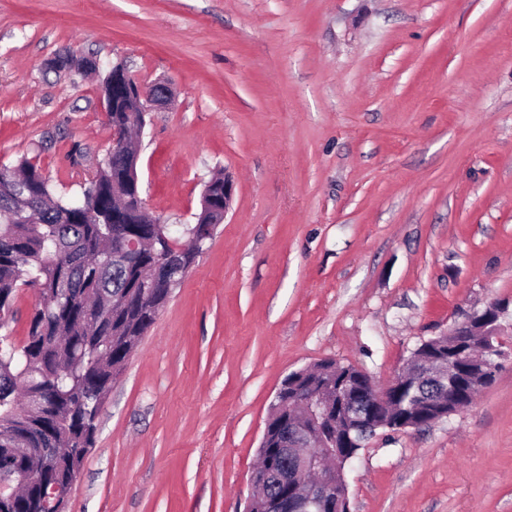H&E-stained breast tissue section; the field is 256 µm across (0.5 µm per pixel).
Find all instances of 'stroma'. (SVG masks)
Instances as JSON below:
<instances>
[{"label":"stroma","instance_id":"stroma-1","mask_svg":"<svg viewBox=\"0 0 512 512\" xmlns=\"http://www.w3.org/2000/svg\"><path fill=\"white\" fill-rule=\"evenodd\" d=\"M99 71H56L64 52ZM167 82L139 176L223 224L114 384L68 512H246L275 395L335 359L386 385L423 341L504 305L494 383L383 430L351 512H512V0H0V162L77 196L112 145L101 74ZM19 288L0 335L22 343Z\"/></svg>","mask_w":512,"mask_h":512}]
</instances>
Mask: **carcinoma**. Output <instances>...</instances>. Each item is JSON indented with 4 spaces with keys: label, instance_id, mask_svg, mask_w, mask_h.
I'll list each match as a JSON object with an SVG mask.
<instances>
[{
    "label": "carcinoma",
    "instance_id": "carcinoma-1",
    "mask_svg": "<svg viewBox=\"0 0 512 512\" xmlns=\"http://www.w3.org/2000/svg\"><path fill=\"white\" fill-rule=\"evenodd\" d=\"M112 153H107L77 198L57 197L49 179L27 161L0 165V314L10 312L17 289L38 288L28 336L19 347L0 353V465L26 448L25 468L37 480L3 502L6 512H48L44 483L72 486L94 444L96 419L112 386L142 336L164 307L170 291L152 280L181 268L184 278L199 252L190 246L167 261L155 225L142 215L134 224H112V206L121 188L112 184ZM27 190L41 199L38 221L14 209ZM144 241L131 255H112V238ZM359 368L333 359L293 380L288 392L351 387ZM268 447L282 466L284 436L298 410H275Z\"/></svg>",
    "mask_w": 512,
    "mask_h": 512
}]
</instances>
